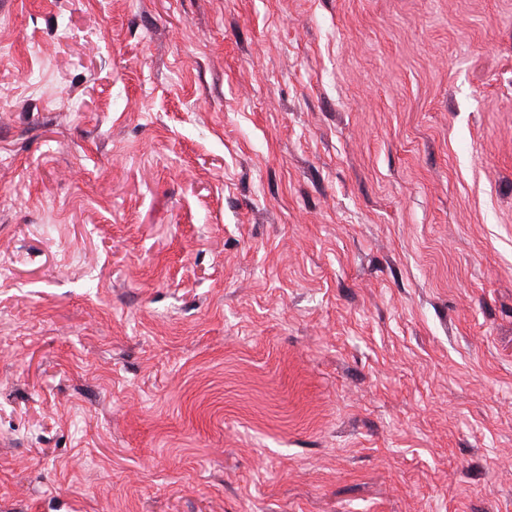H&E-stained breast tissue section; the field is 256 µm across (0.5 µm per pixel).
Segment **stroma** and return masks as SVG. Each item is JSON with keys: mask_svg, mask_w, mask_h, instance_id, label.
Returning a JSON list of instances; mask_svg holds the SVG:
<instances>
[{"mask_svg": "<svg viewBox=\"0 0 512 512\" xmlns=\"http://www.w3.org/2000/svg\"><path fill=\"white\" fill-rule=\"evenodd\" d=\"M0 512H512V0H0Z\"/></svg>", "mask_w": 512, "mask_h": 512, "instance_id": "stroma-1", "label": "stroma"}]
</instances>
